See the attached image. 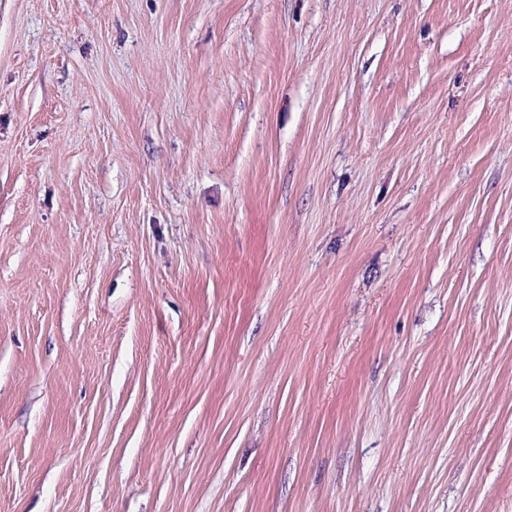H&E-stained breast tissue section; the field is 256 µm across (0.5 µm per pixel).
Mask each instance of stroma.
I'll use <instances>...</instances> for the list:
<instances>
[{
  "instance_id": "35a3bbf8",
  "label": "stroma",
  "mask_w": 512,
  "mask_h": 512,
  "mask_svg": "<svg viewBox=\"0 0 512 512\" xmlns=\"http://www.w3.org/2000/svg\"><path fill=\"white\" fill-rule=\"evenodd\" d=\"M0 512H512V0H0Z\"/></svg>"
}]
</instances>
